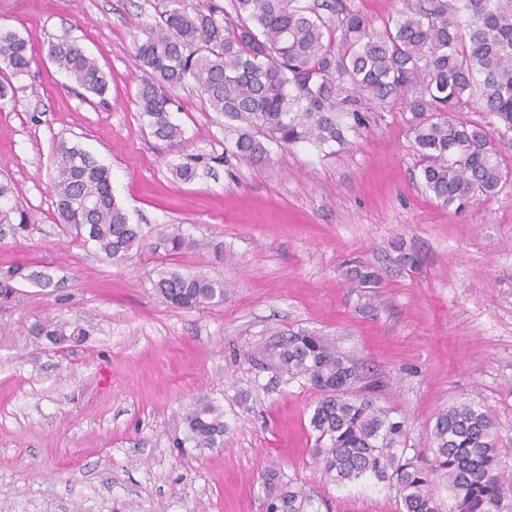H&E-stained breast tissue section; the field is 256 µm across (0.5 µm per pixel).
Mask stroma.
I'll return each mask as SVG.
<instances>
[{
    "instance_id": "35a3bbf8",
    "label": "stroma",
    "mask_w": 512,
    "mask_h": 512,
    "mask_svg": "<svg viewBox=\"0 0 512 512\" xmlns=\"http://www.w3.org/2000/svg\"><path fill=\"white\" fill-rule=\"evenodd\" d=\"M159 0H0V27L34 50L0 99V181L33 214L23 238L0 232V271L22 280L0 306V512H265L276 468L308 512H398L396 493L366 478L337 485L312 459L317 394L253 357L275 333L307 329L355 360L380 405L429 445L434 416L473 400L512 438V179L495 197L446 208L420 178L398 100L372 110L346 147H272L256 167L231 151L223 116L191 89L172 107L184 135L154 137L136 104L134 40ZM70 37L108 76L84 100L46 60ZM112 174L145 237L120 263L61 226L51 192L60 141ZM197 175L175 178L174 165ZM193 245L176 257L163 227ZM223 279V303L168 306L167 271ZM377 283L358 287L355 271ZM80 327V342L34 336L35 322ZM224 414L223 446L186 441L198 398ZM27 267L22 264H16L7 269V273L0 276V301L1 303H10L15 297L17 283L20 280H31L36 277V273H26Z\"/></svg>"
}]
</instances>
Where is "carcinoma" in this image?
Returning a JSON list of instances; mask_svg holds the SVG:
<instances>
[{
    "instance_id": "cac0c4a2",
    "label": "carcinoma",
    "mask_w": 512,
    "mask_h": 512,
    "mask_svg": "<svg viewBox=\"0 0 512 512\" xmlns=\"http://www.w3.org/2000/svg\"><path fill=\"white\" fill-rule=\"evenodd\" d=\"M383 28L347 0H232V11L197 0H162L155 25L134 42L143 72L137 90L152 134L177 142L183 136L170 106L191 85L204 104L235 128L233 155L254 165L269 159V144L287 148L347 143L346 131L366 127L362 106L383 108L413 92L410 132L421 157L426 189L441 205L461 209L471 198L494 196L512 170L501 166L493 134L454 115L473 89L497 127L512 132V0H401ZM48 60L79 89L103 96L108 79L97 60L74 41L48 44ZM33 50L17 32L0 28V70L29 73ZM52 193L60 223L120 262L142 244L140 225L112 192L109 168L65 141L54 155ZM14 188L0 183V226L15 236L32 216L11 203ZM176 255L190 245L180 230L159 234ZM36 273L16 264L0 275V301L15 297L17 283ZM170 306L193 310L224 302V281L169 272L155 283ZM35 334L61 343L80 336L66 325L42 321ZM276 372L300 379L317 393L310 416L316 433L312 456L338 483L366 477L388 483L399 512H445L434 487L442 480L453 512H504L512 477L500 466L504 448L493 417L474 402L439 411L430 452L408 453L407 423L356 386V363L326 336L283 334L266 349ZM187 440L212 447L224 437V415L200 402L186 415ZM266 512H306L299 491L265 473Z\"/></svg>"
}]
</instances>
